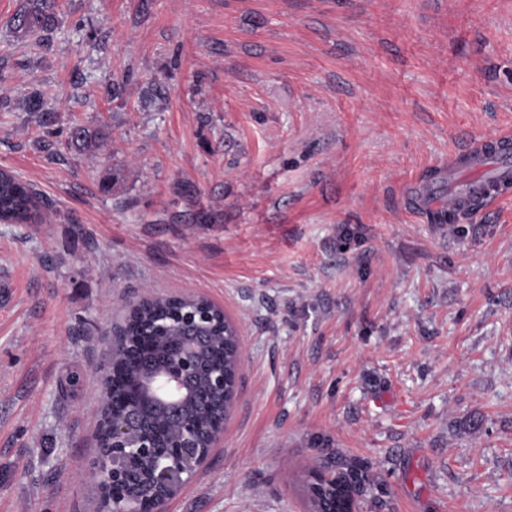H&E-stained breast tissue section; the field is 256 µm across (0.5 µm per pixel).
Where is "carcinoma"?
<instances>
[{
	"label": "carcinoma",
	"mask_w": 512,
	"mask_h": 512,
	"mask_svg": "<svg viewBox=\"0 0 512 512\" xmlns=\"http://www.w3.org/2000/svg\"><path fill=\"white\" fill-rule=\"evenodd\" d=\"M52 8V0H29V6L13 19L15 31L25 36L49 30L53 22ZM105 137L106 132L101 127L93 130L78 126L70 128V142L77 149L89 148ZM42 207L40 197L31 186L0 170V219L4 223L38 224L42 219ZM186 312L207 316V327L203 331L206 339L200 353L203 370L193 379L194 396L184 409L197 422L202 434V447L208 446L211 431L222 419L224 407L223 396L206 389L203 378L212 370L229 371L239 363L235 355L238 337L233 335L231 325L225 322L224 311L219 307L203 296L184 295L145 300L126 315L121 336L112 347L105 376L107 394L100 408V447L112 446L106 424L112 408L121 405L127 396V383L134 377V367H146L165 360L175 347V337L183 335L177 326V317ZM143 425L156 444H164L168 428L153 413L143 414ZM128 466L146 480L152 472L153 457L146 453L136 455ZM321 471L335 473L337 487L352 501L373 479L371 463L341 454L326 458Z\"/></svg>",
	"instance_id": "carcinoma-1"
}]
</instances>
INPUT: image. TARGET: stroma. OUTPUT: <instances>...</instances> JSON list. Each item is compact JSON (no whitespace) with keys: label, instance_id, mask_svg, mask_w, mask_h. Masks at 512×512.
<instances>
[{"label":"stroma","instance_id":"stroma-1","mask_svg":"<svg viewBox=\"0 0 512 512\" xmlns=\"http://www.w3.org/2000/svg\"><path fill=\"white\" fill-rule=\"evenodd\" d=\"M23 2L0 169L50 221L0 224V512H93L112 332L149 290L207 297L242 349L165 512H307L336 451L373 466L359 512H512V197L414 205L512 129V0H58L41 39ZM69 134L71 145L77 149L89 148L106 137V132L101 127L90 130L86 127L75 126L70 128Z\"/></svg>","mask_w":512,"mask_h":512}]
</instances>
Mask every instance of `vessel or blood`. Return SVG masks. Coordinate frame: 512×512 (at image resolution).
Wrapping results in <instances>:
<instances>
[{
  "label": "vessel or blood",
  "instance_id": "b4317fda",
  "mask_svg": "<svg viewBox=\"0 0 512 512\" xmlns=\"http://www.w3.org/2000/svg\"><path fill=\"white\" fill-rule=\"evenodd\" d=\"M449 212H467L472 198L490 202L512 195V134L496 132L448 158Z\"/></svg>",
  "mask_w": 512,
  "mask_h": 512
}]
</instances>
